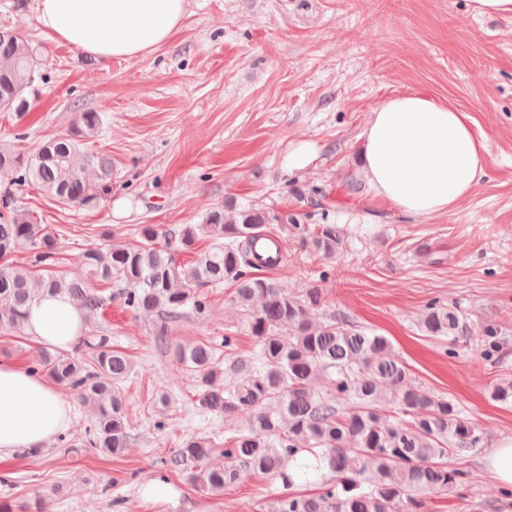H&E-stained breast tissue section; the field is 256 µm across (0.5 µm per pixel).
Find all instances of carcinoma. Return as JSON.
I'll use <instances>...</instances> for the list:
<instances>
[{
    "label": "carcinoma",
    "mask_w": 512,
    "mask_h": 512,
    "mask_svg": "<svg viewBox=\"0 0 512 512\" xmlns=\"http://www.w3.org/2000/svg\"><path fill=\"white\" fill-rule=\"evenodd\" d=\"M42 54L41 47L0 29V112L26 113V93L42 78ZM101 130V113L85 111L77 113L68 132L44 141L33 154L1 146L0 178L32 183L65 205H88L96 193L83 176L84 166L97 167L102 177L112 175L107 157L82 153ZM274 222L304 239L312 237L324 255L335 254L334 224L312 230L294 214L243 209L227 217L224 209L215 208L203 223L181 231L186 251L201 236L211 240L207 251L186 263H176L158 244L154 226L144 224L130 246L86 249L85 276L69 278L53 270L56 238L6 196L0 200V259L26 245L40 273H33L34 266L0 265V324L23 327L33 300L44 293L66 295L89 320L104 305L92 282L114 279L127 284L121 292L127 308L159 311L174 321L189 300L196 312L205 311L198 289L230 281L242 305L259 301L250 311L257 346L253 356H239L233 336L218 344H179L173 353L197 378L196 408L226 419L243 416L248 428L226 438L221 451L209 439L186 438L162 461L164 466L218 496L252 473L290 486L288 462L304 452L328 463L332 475L316 492L283 497L276 512H391L397 499L406 500L407 512H423L431 495L462 494L471 475L458 460L481 445L478 428L453 401L412 382L410 369L385 337L367 334L346 317L313 324L310 314L321 305L322 289L311 288L297 299L275 280L255 274L262 263L253 254L254 239ZM422 327L428 336L448 340L450 357L458 343H472L493 363L504 343L499 327L476 328L456 306L437 299L426 304ZM84 345L87 357L82 360L42 350L28 369L48 374L94 409L93 427L81 447L117 455L130 439L119 385L132 362L104 336ZM221 347L224 367L217 357ZM322 376L327 377L325 386L317 390L314 382ZM217 453L224 462L214 465Z\"/></svg>",
    "instance_id": "cac0c4a2"
}]
</instances>
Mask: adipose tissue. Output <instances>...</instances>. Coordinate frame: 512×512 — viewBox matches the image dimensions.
Masks as SVG:
<instances>
[{
  "mask_svg": "<svg viewBox=\"0 0 512 512\" xmlns=\"http://www.w3.org/2000/svg\"><path fill=\"white\" fill-rule=\"evenodd\" d=\"M50 35L101 60L137 59L179 29L187 0H37ZM361 170L374 194L415 218L450 215L485 174L486 145L466 113L419 92L384 100L362 129ZM39 343H80L84 316L66 297L36 298L26 322ZM71 424L60 388L0 361V460L42 448Z\"/></svg>",
  "mask_w": 512,
  "mask_h": 512,
  "instance_id": "adipose-tissue-1",
  "label": "adipose tissue"
}]
</instances>
